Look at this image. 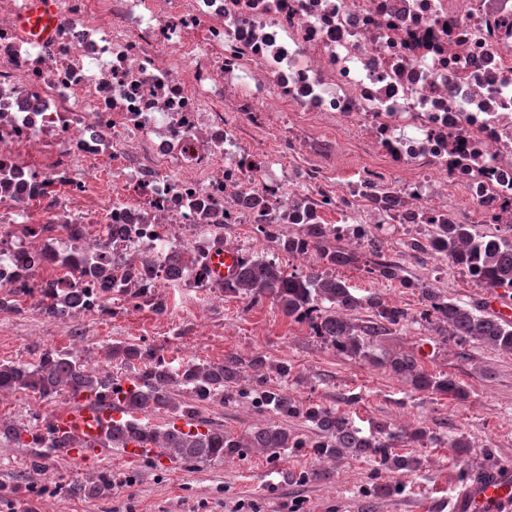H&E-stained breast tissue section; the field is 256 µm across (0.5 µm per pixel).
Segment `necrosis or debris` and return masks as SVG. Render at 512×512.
Here are the masks:
<instances>
[{"label":"necrosis or debris","instance_id":"1","mask_svg":"<svg viewBox=\"0 0 512 512\" xmlns=\"http://www.w3.org/2000/svg\"><path fill=\"white\" fill-rule=\"evenodd\" d=\"M25 5L0 0L2 313L220 299L228 224L512 234V0H57L38 42ZM348 142L377 166L340 191Z\"/></svg>","mask_w":512,"mask_h":512}]
</instances>
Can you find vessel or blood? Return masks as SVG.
<instances>
[{
  "instance_id": "b4317fda",
  "label": "vessel or blood",
  "mask_w": 512,
  "mask_h": 512,
  "mask_svg": "<svg viewBox=\"0 0 512 512\" xmlns=\"http://www.w3.org/2000/svg\"><path fill=\"white\" fill-rule=\"evenodd\" d=\"M23 23L36 38L53 35L57 27L54 0H28ZM242 259L237 250L225 249L214 256L212 270L232 279ZM122 416V409L82 394L76 403L54 411L42 432L64 443L65 455L78 462L86 449L99 452L109 447L112 429ZM448 512H512V464L482 471L463 482Z\"/></svg>"
}]
</instances>
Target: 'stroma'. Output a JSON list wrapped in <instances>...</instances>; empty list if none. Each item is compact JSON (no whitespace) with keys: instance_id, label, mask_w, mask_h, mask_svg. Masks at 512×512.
Returning a JSON list of instances; mask_svg holds the SVG:
<instances>
[{"instance_id":"stroma-1","label":"stroma","mask_w":512,"mask_h":512,"mask_svg":"<svg viewBox=\"0 0 512 512\" xmlns=\"http://www.w3.org/2000/svg\"><path fill=\"white\" fill-rule=\"evenodd\" d=\"M342 246L365 256L379 248L400 260L408 278L425 281L466 306H476L486 295L465 272L400 245L396 234L377 236L372 246L364 240H346ZM336 274L358 294L377 292L414 316L423 309L418 290L378 279L365 267H343ZM168 303V312L158 316L116 295L111 316L89 315L77 323L36 306L0 315V361L34 363L45 350H73L122 379L130 366L109 355L120 343L153 346L176 363L193 358L220 363L230 354L247 358L260 353L270 362L290 365L283 384L295 400L387 423L399 432L429 428L434 439L420 451L421 466L378 473L368 459L347 456L328 462L329 480L301 484L296 474L313 463L305 449L284 452L273 463L254 450L215 463L153 466L130 460L124 449L115 448L90 454L81 465L52 454L36 468L33 449L0 440V512H432L435 502L453 496L463 473L512 461V355L473 342H444L412 323L378 338L370 347L371 359L358 361L321 343L307 325L290 322L267 299L255 302L227 294L213 301L200 291H175ZM389 354L422 356L433 373L460 381L467 397L411 390L374 365V358ZM198 410L200 417L235 435L274 420L255 412L246 399L206 401ZM45 418L44 403L36 395H0V423L37 427ZM460 435L471 443L464 454L451 445ZM101 473L112 480L110 494L90 497L74 490V483ZM375 479L406 483L407 490L399 496L365 497Z\"/></svg>"}]
</instances>
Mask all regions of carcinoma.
Returning a JSON list of instances; mask_svg holds the SVG:
<instances>
[{
    "label": "carcinoma",
    "mask_w": 512,
    "mask_h": 512,
    "mask_svg": "<svg viewBox=\"0 0 512 512\" xmlns=\"http://www.w3.org/2000/svg\"><path fill=\"white\" fill-rule=\"evenodd\" d=\"M285 246L290 252L313 247L319 264L330 271L312 267L289 272L273 259L248 255L239 274L224 282V291L245 295L253 301L271 300L284 316L297 323H307L324 344L351 358L375 360L368 352L369 343L410 322L406 309L385 302L376 292L359 297L345 280L331 273L336 267L357 264L359 254L334 246L325 225H300V232L288 235ZM416 249L431 250L457 268L478 265L480 285L494 292L501 289L502 296L512 298V239H487L474 234L471 224H446L443 234L429 241L428 246L418 245ZM371 273L406 287L416 286L423 303L420 320L442 341L452 338L460 344L475 340L512 355V324L494 319L477 307L461 305L426 283L413 284L405 276L403 266L394 260L381 258ZM360 308L369 311V318L357 323L351 312ZM112 357H119L129 365L138 363L132 375L125 378L128 385L87 366L73 353L58 350L43 353L35 363L0 362V392L30 391L45 399L66 388L74 395L93 393L101 399H110L126 411L123 420L115 426L117 447L125 448L128 442L134 441L143 448H157L162 454L189 464L240 458L253 448L261 449L274 461L286 450L295 452L308 448L320 462L347 455L367 457L378 470L411 471L419 468L421 460L397 452V443L403 441L422 447L435 439L433 432L424 427L401 433L378 423L366 431L332 408L304 406L288 396L282 387L268 385L267 372L285 378L291 368L283 363L273 364L261 354L246 360L231 355L218 364L188 360L174 368L150 345L119 344L112 347ZM380 365L409 383L415 391H431L456 399L467 395L464 385L454 377L430 373L414 356H388L380 360ZM243 372L252 373L255 386L240 384ZM173 386L190 395L192 403L182 407L175 404L171 396ZM236 396L251 398L252 407L261 413L271 412L281 418L312 423L317 430L316 438L306 441L272 423L234 436L197 419L195 403L230 400ZM147 411L190 419L192 430L185 432L172 422L165 429L152 428L135 418ZM1 438L23 448H33L43 442L37 433L17 424L0 425ZM330 477L328 470L314 465L299 472L296 480L309 483ZM404 490L402 483L374 482L365 494L368 497L390 496Z\"/></svg>",
    "instance_id": "carcinoma-1"
}]
</instances>
